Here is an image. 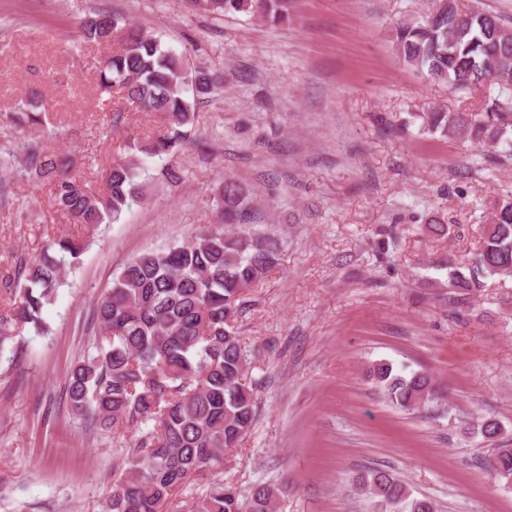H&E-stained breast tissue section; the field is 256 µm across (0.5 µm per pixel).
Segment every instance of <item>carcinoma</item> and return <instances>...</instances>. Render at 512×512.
Masks as SVG:
<instances>
[{"mask_svg":"<svg viewBox=\"0 0 512 512\" xmlns=\"http://www.w3.org/2000/svg\"><path fill=\"white\" fill-rule=\"evenodd\" d=\"M205 15L246 12L277 21L288 15V0H183ZM85 42L116 35L121 49L102 57L96 70L101 109L112 112L120 94L141 112H155L163 131L130 138V158L104 170L107 194L90 192L73 172L71 160L45 146L22 144L20 153L0 157V184L23 174L48 187L56 210L79 224L116 222L132 202L144 198L145 160L177 156L198 123L196 105L211 93L219 77L204 68L189 70L182 58L155 33L127 25L116 15L100 14L77 23ZM395 47L406 64L448 84L453 91L485 83L496 72L497 84L512 90V30L475 6L451 0L446 10L396 27ZM16 129L40 127L44 116L25 107L7 115ZM431 134L466 139L512 158V96L497 97L476 112L435 109L424 116ZM256 190L233 177L217 187L211 203L217 227H202L161 251L148 250L112 278V288L94 304L95 339L72 365L68 396L75 414L88 418L102 435L122 428L138 433L121 455V474L102 512H162L171 492L204 472L224 469V455L238 447L255 419L256 401L245 385L250 364L242 347L236 316L244 292L275 265L280 243L272 230H235L250 222ZM482 245L468 274H448L450 285L478 288L487 277L512 271V200L498 205L481 229ZM85 244L68 237L47 241L41 254L19 257L4 285L13 302L0 312V354L15 351L25 332H49L44 310L64 285L69 265L79 263ZM372 376L387 398L412 413L444 396L421 372L405 377L391 363L374 364ZM479 431L494 445L482 458L494 478L512 482V445L502 443L503 429L491 417ZM373 512H438L431 499L413 495L389 470L371 468L353 479ZM278 489L254 487L243 496L213 481L192 512H276Z\"/></svg>","mask_w":512,"mask_h":512,"instance_id":"carcinoma-1","label":"carcinoma"}]
</instances>
